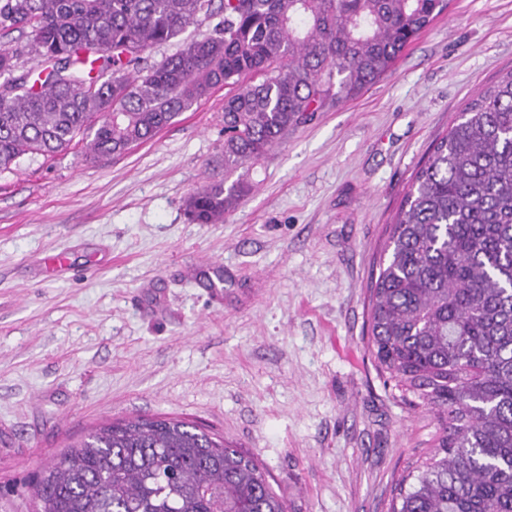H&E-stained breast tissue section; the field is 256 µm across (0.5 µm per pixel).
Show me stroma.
Wrapping results in <instances>:
<instances>
[{
	"label": "stroma",
	"instance_id": "35a3bbf8",
	"mask_svg": "<svg viewBox=\"0 0 512 512\" xmlns=\"http://www.w3.org/2000/svg\"><path fill=\"white\" fill-rule=\"evenodd\" d=\"M510 72L512 0H450L254 166L220 224L185 201L224 174L229 86L124 155L0 173V512H35L40 470L93 426L153 415L254 456L288 512H388L439 422L375 367L370 283L433 141Z\"/></svg>",
	"mask_w": 512,
	"mask_h": 512
}]
</instances>
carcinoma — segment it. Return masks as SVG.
I'll return each instance as SVG.
<instances>
[{
    "instance_id": "obj_1",
    "label": "carcinoma",
    "mask_w": 512,
    "mask_h": 512,
    "mask_svg": "<svg viewBox=\"0 0 512 512\" xmlns=\"http://www.w3.org/2000/svg\"><path fill=\"white\" fill-rule=\"evenodd\" d=\"M447 0H0V34L30 36L39 68L0 48V172L85 144L151 140L220 85L224 177L191 194L198 224L249 195L288 131L391 70ZM211 30L164 60L144 53ZM259 80H253V77ZM370 292L380 374L435 412L434 453L391 512H512V73L433 145L390 225ZM39 512H287L254 457L165 415L105 423L33 485ZM214 22L215 20H212L206 21L202 25H192L188 27L183 34L171 42L149 49L145 56L148 57V60L151 63L160 61L163 57L176 52L184 42L199 38L203 34L208 33Z\"/></svg>"
}]
</instances>
